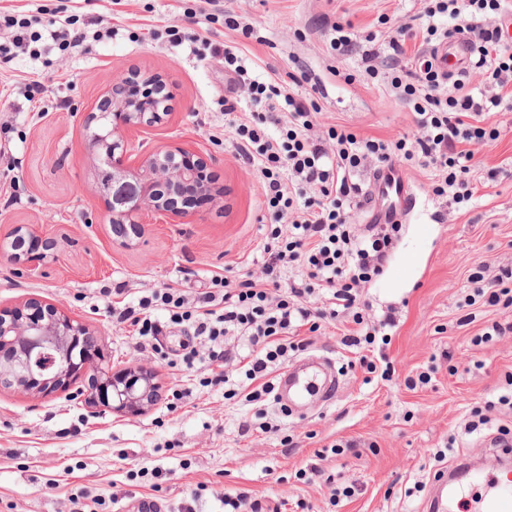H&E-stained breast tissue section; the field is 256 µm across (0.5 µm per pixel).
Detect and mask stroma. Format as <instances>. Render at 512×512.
Returning a JSON list of instances; mask_svg holds the SVG:
<instances>
[{
  "label": "stroma",
  "mask_w": 512,
  "mask_h": 512,
  "mask_svg": "<svg viewBox=\"0 0 512 512\" xmlns=\"http://www.w3.org/2000/svg\"><path fill=\"white\" fill-rule=\"evenodd\" d=\"M428 0H223L224 12L246 17L258 37L239 43L254 76H277L292 92L307 95L318 80L324 125L364 137L394 141L417 134L409 106L391 91L388 72L369 79L361 51L341 56L317 29L322 16L351 25L358 35L391 31L421 15ZM195 0H0L17 15L41 14L32 28L39 56L17 53L0 64V84L39 80L45 93L33 112L22 94L0 96V139L9 142L14 168L0 164V239L31 225L55 241L43 277L31 280L0 260V308L37 299L82 320L94 332L110 370L139 365L156 370L161 389L138 417L90 406L68 389L49 397H25L0 388V512H123L152 498L163 512H224L221 495L244 489L252 498L278 503L280 512H424L434 474L459 460L478 463L507 457L494 439L512 428V409L489 411L476 432L467 423L475 408L512 393V306L475 297L470 276L487 263L486 278L512 271V105L483 113L498 128L496 141L477 147L471 173L478 191L454 203L432 190V172L406 167L414 208L383 272L365 285L361 299L370 319L392 315L389 343L375 341L369 372L341 343L344 327L322 321L301 328L304 351L331 358L341 381L337 398L296 416L275 399L251 402L241 385L240 364L225 369L228 383L212 381L205 357L193 366L181 359L186 331L171 325L162 307L150 311L161 326L155 348L136 346L130 324H116L115 307L137 305L159 288L192 295L213 276L260 275L268 226L262 216L255 169L239 156L224 126L220 101L252 111L232 93L224 66L200 61L185 48L155 40V31L183 22ZM69 16L92 30L129 24L136 40L103 38L88 53L60 51L45 36L46 23ZM140 71L161 75L172 94L163 125L133 131L135 149L192 148L206 163L222 196L194 207L188 224L152 217L130 247L114 242L98 188L99 158L89 147L82 119L95 111L113 76ZM353 82H346V75ZM430 222L429 241L416 235ZM417 259L412 279L397 276L402 261ZM429 377L420 383L419 374ZM235 388L225 398V388ZM342 446L341 454L330 451ZM352 495H344V488Z\"/></svg>",
  "instance_id": "obj_1"
}]
</instances>
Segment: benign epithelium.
I'll return each instance as SVG.
<instances>
[{"mask_svg": "<svg viewBox=\"0 0 512 512\" xmlns=\"http://www.w3.org/2000/svg\"><path fill=\"white\" fill-rule=\"evenodd\" d=\"M125 78L111 85V111L92 113L85 127L100 122L99 131L90 133V144L110 176L101 183L107 200V219L117 243L127 245V230L138 236L150 214H163L175 224L189 216L179 206V195L187 187L207 191L201 171L185 165L177 156L187 148L157 149L127 164L123 155L129 142L121 131L164 122L167 108L146 110L119 96ZM11 241H0V259L19 266L21 273L38 278L44 273L47 256H23L19 244L28 239L50 251L53 242L41 238L29 226H18ZM30 312L21 308L0 310V386L26 396L52 395L66 390L81 379L87 380L89 402L126 416H139L154 402L158 384L156 372L130 366L111 372L104 367L105 356L91 339L90 329L80 320L51 304L31 301Z\"/></svg>", "mask_w": 512, "mask_h": 512, "instance_id": "7a95c632", "label": "benign epithelium"}]
</instances>
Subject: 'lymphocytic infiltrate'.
Returning <instances> with one entry per match:
<instances>
[{
	"label": "lymphocytic infiltrate",
	"instance_id": "obj_1",
	"mask_svg": "<svg viewBox=\"0 0 512 512\" xmlns=\"http://www.w3.org/2000/svg\"><path fill=\"white\" fill-rule=\"evenodd\" d=\"M503 0H433L425 10L426 35L414 55L404 45L416 36L400 28L387 45L391 87L417 115L419 136L396 142L361 138L345 129L318 130L320 109L309 97L295 96L275 78H249L235 46L213 43L209 30L169 27L171 46L188 45L199 58H220L224 70L257 109L249 113L225 110L224 124L236 135L240 154L259 171L263 204L272 218L263 246L262 274L239 282L213 279L211 290L187 298L173 288L153 291L137 307L121 310L118 322H128L144 338L159 332L147 315L163 306L175 326H188L204 341L211 362L224 365L240 356L250 401L266 400L273 390L274 369L297 350L298 330L311 319L346 316L355 325L346 346L373 344L385 321L369 324L361 308V288L382 272L399 224H349L344 205L361 188L353 182L357 168L375 164L395 169L403 163L432 168L433 190L452 195L456 203L471 201L468 175L475 165L474 148L497 140L498 129L475 119L502 105L504 89H512V46L504 44L496 25ZM452 19L439 27L438 16ZM466 33L480 44L477 67L486 74L481 88L449 83L435 64V44L451 33ZM306 268L309 279L321 283L328 305L307 306L312 290L283 285L285 269Z\"/></svg>",
	"mask_w": 512,
	"mask_h": 512
}]
</instances>
